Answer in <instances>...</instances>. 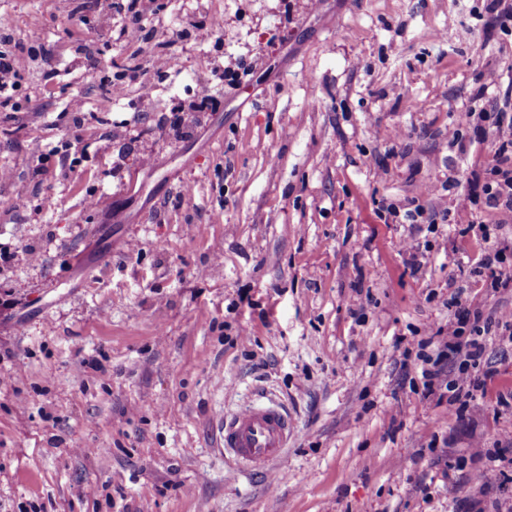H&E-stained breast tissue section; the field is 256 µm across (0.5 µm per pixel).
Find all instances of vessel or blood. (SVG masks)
I'll return each instance as SVG.
<instances>
[{
    "label": "vessel or blood",
    "instance_id": "b4317fda",
    "mask_svg": "<svg viewBox=\"0 0 512 512\" xmlns=\"http://www.w3.org/2000/svg\"><path fill=\"white\" fill-rule=\"evenodd\" d=\"M292 434L287 409L258 399L224 417L220 439L237 468L251 472L281 460Z\"/></svg>",
    "mask_w": 512,
    "mask_h": 512
}]
</instances>
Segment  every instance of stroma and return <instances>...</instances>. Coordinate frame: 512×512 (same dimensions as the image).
Segmentation results:
<instances>
[{
    "label": "stroma",
    "instance_id": "35a3bbf8",
    "mask_svg": "<svg viewBox=\"0 0 512 512\" xmlns=\"http://www.w3.org/2000/svg\"><path fill=\"white\" fill-rule=\"evenodd\" d=\"M139 7L148 45L94 0H0L55 69L30 61L0 112V512H512V483L482 484L474 456L512 443V338L486 337L494 376L464 406L403 365L454 293L512 312L476 271L512 238L472 189L491 113H512L496 0ZM218 9L223 33L170 43ZM131 68L113 97L104 76ZM418 206L455 221L398 222ZM260 394L294 434L238 476L218 421Z\"/></svg>",
    "mask_w": 512,
    "mask_h": 512
}]
</instances>
